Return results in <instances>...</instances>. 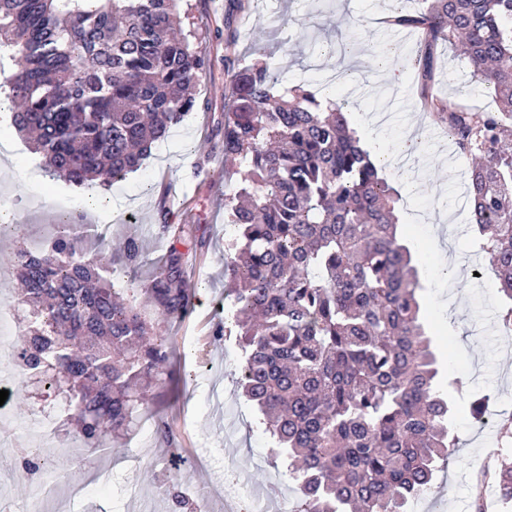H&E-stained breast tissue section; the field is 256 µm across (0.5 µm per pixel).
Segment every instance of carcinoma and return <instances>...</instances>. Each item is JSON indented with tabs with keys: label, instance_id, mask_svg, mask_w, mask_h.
<instances>
[{
	"label": "carcinoma",
	"instance_id": "1",
	"mask_svg": "<svg viewBox=\"0 0 512 512\" xmlns=\"http://www.w3.org/2000/svg\"><path fill=\"white\" fill-rule=\"evenodd\" d=\"M179 0H0V47L17 54L11 123L50 175L77 186L122 181L197 105L191 87L211 68ZM394 11L391 28L421 34L410 61L421 109L473 157L470 226L512 327V0H424ZM245 0H224V77L231 99L213 150L238 176L224 195L236 235L224 241L233 311L224 334L244 351L239 387L297 473L299 512H405L451 462L452 395L398 234V195L349 126L346 103L297 85L279 95L272 63L242 61L235 26ZM460 45L486 110L434 92L437 50ZM87 226L68 219L33 251L13 226L24 334L18 370L39 377L76 440L94 451L144 415L153 382L170 374L166 327L193 305L181 249L192 226L159 208L166 253L139 288L115 287L112 253L142 261L134 237L90 253ZM488 399L468 400L474 421ZM512 502V453L489 471Z\"/></svg>",
	"mask_w": 512,
	"mask_h": 512
}]
</instances>
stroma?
I'll return each mask as SVG.
<instances>
[{
    "label": "stroma",
    "mask_w": 512,
    "mask_h": 512,
    "mask_svg": "<svg viewBox=\"0 0 512 512\" xmlns=\"http://www.w3.org/2000/svg\"><path fill=\"white\" fill-rule=\"evenodd\" d=\"M390 0H250L241 21L237 49L248 58H264L276 65L283 86L309 84L322 96L350 102L348 117L356 130H382L383 146L396 151L407 137L419 136L424 148L408 172L383 168L382 177L399 192L400 233L419 262L421 297L433 334L444 349L443 374L456 378L463 397L490 396V408L512 414V330L498 324L500 299L491 274L481 273L483 255L469 229L466 187L472 160L458 153L440 120L414 111L413 74L408 65L417 36L408 29L391 30L381 20ZM198 33V42L212 68L198 83L196 94L210 111L190 113L173 127L142 168L108 189L109 206L87 215L96 226L84 239L94 251L107 240L139 237L145 262L127 268L120 257L113 267L121 285L150 277L166 251L151 232L160 201H167L177 224L193 227L189 281L197 290L193 310L168 331L174 352V374L158 388L154 409L171 428L173 449H165L154 432L135 431L115 441L111 450L92 452L72 448L65 474L52 475L44 496L63 502L67 512H175L164 487L174 467L188 470L189 495L201 482L212 486L232 483L241 470L263 499L295 505L294 481L285 461L271 463V444L256 427L257 413L238 391L241 350L235 337L222 335L224 237L231 229L224 221V181L215 172L223 157L211 163L212 174L196 172L200 153L211 148L212 128L224 119L223 44L210 31L222 19V0H180ZM292 18L291 27L276 30V18ZM394 47L392 64L403 75L391 84L368 64L376 49ZM435 89L443 97H462L482 108L495 103L470 81L466 60L451 47L439 51ZM11 154L0 166V197H6L14 223L28 239L53 236L57 224L74 210L85 190L52 179L43 158L25 136L0 112V152ZM135 215L136 224L126 223ZM453 426L459 438L457 458L438 477V489L415 498L409 512H470L471 479L479 465L494 462L502 448L496 432L478 430L464 410H457ZM62 430L42 432L19 418L14 438L20 448L0 464V512H22L27 498L13 475L24 469L27 451L56 445Z\"/></svg>",
    "instance_id": "obj_1"
}]
</instances>
